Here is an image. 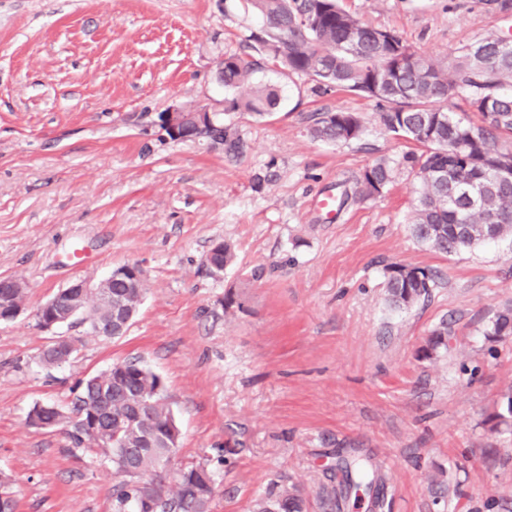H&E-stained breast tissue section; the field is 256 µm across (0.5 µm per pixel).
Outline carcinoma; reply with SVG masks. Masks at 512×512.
Masks as SVG:
<instances>
[{
    "label": "carcinoma",
    "mask_w": 512,
    "mask_h": 512,
    "mask_svg": "<svg viewBox=\"0 0 512 512\" xmlns=\"http://www.w3.org/2000/svg\"><path fill=\"white\" fill-rule=\"evenodd\" d=\"M263 19L264 29L252 39L288 71L313 77L325 89L336 88L371 98L380 107L385 128L423 148L406 158L418 182L410 230L414 239L445 255H458L495 239H512V179L499 180L512 149L498 145L512 140V42L489 35L464 48L444 68L414 49L398 34L365 27L340 0H249ZM254 63L239 56L224 57V86L241 88L250 82ZM456 96L479 114L467 122L438 100ZM279 96L267 89L229 103L228 110L264 117ZM208 132L222 139L224 151L236 154L240 139L217 120ZM361 121L352 112H323L311 135L328 142L359 138ZM387 158L366 167L358 181L363 197L377 195L393 178ZM437 284L428 270L403 265L389 268L386 288L391 302L409 306L430 295ZM112 296L135 307L145 285L127 288L111 284ZM25 291L0 287V306H24ZM86 315L102 321L108 312L100 299H84ZM512 334V309L498 314L486 336ZM451 331L444 325L432 333L425 355L447 345ZM77 353L70 338L48 344L41 363L60 367ZM28 417L50 427H62L77 447L101 450L112 466V512H210L214 478L205 465H192L173 477L162 475V462L174 457L181 435L172 434L175 416L161 378L140 362L124 361L108 375L89 378L64 406L34 405ZM491 428L512 426V388L502 395L501 410L488 418ZM296 487L286 488L259 505V512H303ZM0 512H15L12 482L0 472Z\"/></svg>",
    "instance_id": "cac0c4a2"
}]
</instances>
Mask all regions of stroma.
I'll return each instance as SVG.
<instances>
[{
  "label": "stroma",
  "mask_w": 512,
  "mask_h": 512,
  "mask_svg": "<svg viewBox=\"0 0 512 512\" xmlns=\"http://www.w3.org/2000/svg\"><path fill=\"white\" fill-rule=\"evenodd\" d=\"M372 28L440 63L512 13L485 0H341ZM245 0H0V277L27 301L0 322V470L15 512H112L114 475L59 430L27 425L37 403H65L80 381L141 360L158 374L181 429L174 467L207 464L211 512H255L297 486L307 512H512V433L488 418L512 387V335L487 337L512 309V241L455 256L410 234L413 142L388 131L376 101L327 90L266 59ZM260 61L272 88L263 119L221 58ZM222 114L238 154L205 137L172 139L165 112ZM358 115L363 133L330 144L316 114ZM395 162L380 195L357 180ZM230 243L221 275L204 258ZM139 264L146 294L125 336L77 338L76 357L44 369L50 332L37 308L70 281ZM435 271L430 297L390 306L386 276ZM448 325L447 347L424 356ZM356 459L379 478L331 509L326 495ZM278 100V94L272 89H267L240 99H233L229 103L228 109L229 111L249 112L253 116L264 117L276 108Z\"/></svg>",
  "instance_id": "1"
}]
</instances>
